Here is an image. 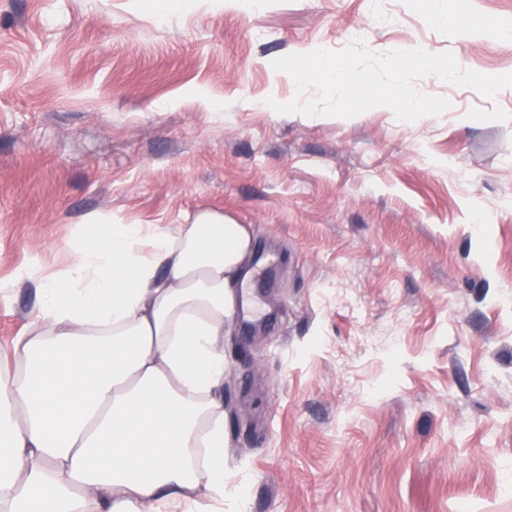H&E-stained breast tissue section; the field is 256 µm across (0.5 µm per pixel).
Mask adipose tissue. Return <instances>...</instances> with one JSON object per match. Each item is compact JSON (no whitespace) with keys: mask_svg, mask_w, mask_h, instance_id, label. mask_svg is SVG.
Here are the masks:
<instances>
[{"mask_svg":"<svg viewBox=\"0 0 512 512\" xmlns=\"http://www.w3.org/2000/svg\"><path fill=\"white\" fill-rule=\"evenodd\" d=\"M249 226L88 222L0 368V512H164L224 495V324Z\"/></svg>","mask_w":512,"mask_h":512,"instance_id":"obj_1","label":"adipose tissue"}]
</instances>
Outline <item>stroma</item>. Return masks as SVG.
<instances>
[{
    "label": "stroma",
    "mask_w": 512,
    "mask_h": 512,
    "mask_svg": "<svg viewBox=\"0 0 512 512\" xmlns=\"http://www.w3.org/2000/svg\"><path fill=\"white\" fill-rule=\"evenodd\" d=\"M356 42L512 74V0H0V363L88 220L218 210L257 327H224L215 512H512V86L270 107L274 59Z\"/></svg>",
    "instance_id": "obj_1"
}]
</instances>
